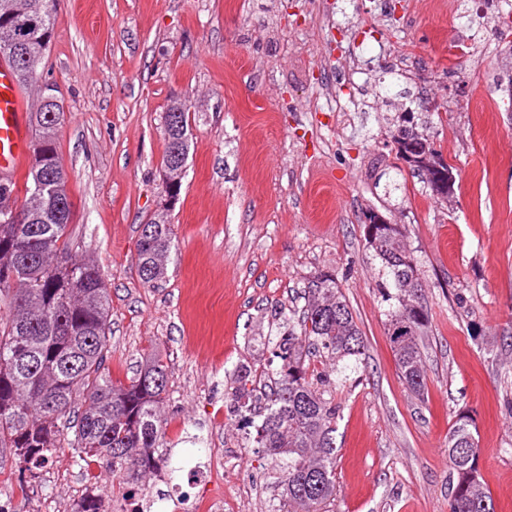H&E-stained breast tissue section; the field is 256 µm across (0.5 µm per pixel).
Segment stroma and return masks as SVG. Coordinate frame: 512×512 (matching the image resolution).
I'll return each instance as SVG.
<instances>
[{
	"label": "stroma",
	"mask_w": 512,
	"mask_h": 512,
	"mask_svg": "<svg viewBox=\"0 0 512 512\" xmlns=\"http://www.w3.org/2000/svg\"><path fill=\"white\" fill-rule=\"evenodd\" d=\"M43 77L61 92L58 152L75 204L79 250L105 275V366L132 377L147 357L168 367L158 457L172 472L132 479L84 470L68 449L27 490L0 448L9 512H100L128 493L144 512H195L192 468L224 462V512H273L275 458L239 430L233 371L271 384L280 324L303 291L335 274L365 350L336 401V499L330 512H448V430L477 426L480 474L496 512H512V19L503 0H55ZM472 39L456 58L448 39ZM440 102L426 132L455 168L438 199L396 165L395 113ZM190 100L192 143L171 211L165 282L139 279L138 226L161 202L163 114ZM405 225L430 325L421 338L424 396L403 383L387 337L378 264L361 217Z\"/></svg>",
	"instance_id": "stroma-1"
}]
</instances>
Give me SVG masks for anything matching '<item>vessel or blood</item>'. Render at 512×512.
Returning a JSON list of instances; mask_svg holds the SVG:
<instances>
[{"instance_id": "obj_1", "label": "vessel or blood", "mask_w": 512, "mask_h": 512, "mask_svg": "<svg viewBox=\"0 0 512 512\" xmlns=\"http://www.w3.org/2000/svg\"><path fill=\"white\" fill-rule=\"evenodd\" d=\"M31 141L24 93L9 63L0 61V179L25 172Z\"/></svg>"}]
</instances>
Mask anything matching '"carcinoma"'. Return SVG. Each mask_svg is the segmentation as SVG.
<instances>
[{
    "label": "carcinoma",
    "instance_id": "obj_1",
    "mask_svg": "<svg viewBox=\"0 0 512 512\" xmlns=\"http://www.w3.org/2000/svg\"><path fill=\"white\" fill-rule=\"evenodd\" d=\"M54 13L55 0H0V57L24 87L38 81ZM63 122L62 106L38 103L31 165L23 183H10L9 195L0 197V293L10 294L12 308L10 318L0 321V448L11 449L21 478L32 479V463L51 457L64 431L72 428L76 460L88 465L103 458L141 477L156 469L167 367L151 356L126 383L112 381L105 372L110 295L100 269L72 250L74 205L57 147ZM423 124L418 114L407 122L398 113L394 142L414 156L409 169L445 199L453 194L454 182L448 181L453 167L423 133ZM163 139L162 169L170 170L175 149L188 160L186 101L168 104ZM169 212L165 208L140 225L133 261L144 283L167 276L174 236ZM363 228L367 250L381 263L379 292L385 301H394L387 335L398 371L408 388L422 395L426 381L419 338L428 327V313L419 301L423 284L406 227L383 219ZM304 299L298 319H284L288 334L278 343L276 384L266 394L260 422L252 423L253 442L280 460L288 512H323L336 491L339 407L331 398V379L314 377L306 357L311 351L323 354L340 375L365 343L334 274H320L304 290ZM233 376L236 412H246L252 369L242 364ZM78 396L84 409L73 422ZM475 433L466 413L458 414L448 431L449 512H495L479 473Z\"/></svg>",
    "mask_w": 512,
    "mask_h": 512
}]
</instances>
